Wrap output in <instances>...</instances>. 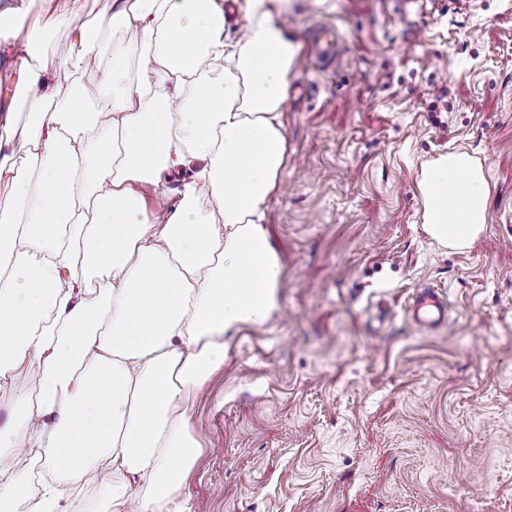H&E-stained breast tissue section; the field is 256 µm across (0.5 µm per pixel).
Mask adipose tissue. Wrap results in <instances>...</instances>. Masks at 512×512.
<instances>
[{"instance_id":"adipose-tissue-1","label":"adipose tissue","mask_w":512,"mask_h":512,"mask_svg":"<svg viewBox=\"0 0 512 512\" xmlns=\"http://www.w3.org/2000/svg\"><path fill=\"white\" fill-rule=\"evenodd\" d=\"M94 2L85 22L0 9L15 72L0 83V387L40 375L0 422V512H179L203 457L188 411L225 337L280 306L263 220L300 49L276 21L290 0H234L235 37L223 0ZM56 28L72 35L64 60ZM91 64L93 91L70 79ZM187 170L173 210L149 205L145 189ZM419 189L426 232L471 247L488 190L469 155L431 162ZM81 481L102 497H71Z\"/></svg>"}]
</instances>
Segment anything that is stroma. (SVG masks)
Returning <instances> with one entry per match:
<instances>
[{"label":"stroma","mask_w":512,"mask_h":512,"mask_svg":"<svg viewBox=\"0 0 512 512\" xmlns=\"http://www.w3.org/2000/svg\"><path fill=\"white\" fill-rule=\"evenodd\" d=\"M287 150L264 227L280 307L224 339L183 512H512V0H293ZM334 63L309 57L320 23ZM484 158L487 222L423 227L425 165ZM448 295L439 333L404 314Z\"/></svg>","instance_id":"stroma-1"}]
</instances>
